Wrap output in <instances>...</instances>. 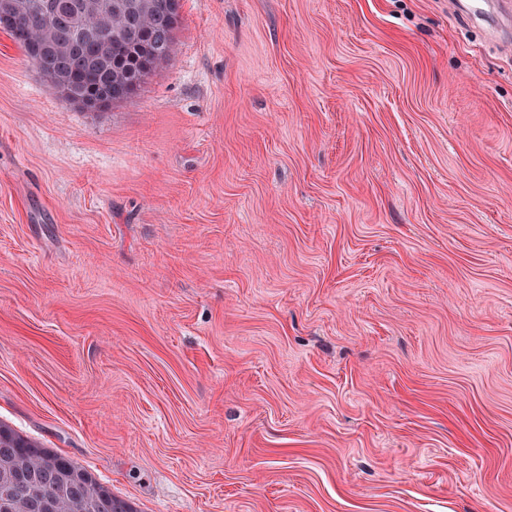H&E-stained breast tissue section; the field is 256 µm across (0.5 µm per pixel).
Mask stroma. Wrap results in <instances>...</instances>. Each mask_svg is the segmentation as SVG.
Instances as JSON below:
<instances>
[{
    "mask_svg": "<svg viewBox=\"0 0 512 512\" xmlns=\"http://www.w3.org/2000/svg\"><path fill=\"white\" fill-rule=\"evenodd\" d=\"M0 422L138 512H512V48L180 0L88 112L0 31Z\"/></svg>",
    "mask_w": 512,
    "mask_h": 512,
    "instance_id": "obj_1",
    "label": "stroma"
}]
</instances>
